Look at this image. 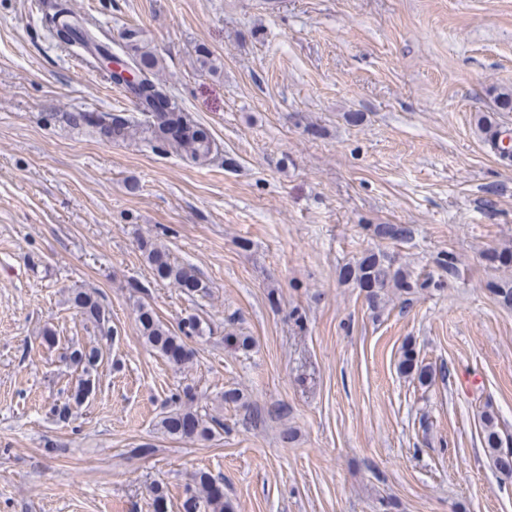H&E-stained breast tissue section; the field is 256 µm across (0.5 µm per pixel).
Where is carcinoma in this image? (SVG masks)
<instances>
[{"instance_id": "cac0c4a2", "label": "carcinoma", "mask_w": 512, "mask_h": 512, "mask_svg": "<svg viewBox=\"0 0 512 512\" xmlns=\"http://www.w3.org/2000/svg\"><path fill=\"white\" fill-rule=\"evenodd\" d=\"M43 7L48 19L49 38L60 45L85 50L100 69H104L106 60H112L119 69H105L106 76L137 103V114L131 116L107 112H71L67 120L72 126L115 142L125 141L132 134L140 132L147 135L149 142L176 153L192 165L212 159L218 147L209 130L173 100L166 87L156 80L158 58L138 43L136 31L128 32L125 56L121 57L100 40L94 29L86 25L74 11L70 0H47ZM125 71H135L137 76L129 80L123 76ZM374 232L379 239L391 242L405 241L411 237V228L407 224H377ZM142 250L147 254L158 279L191 294L205 292L207 285L192 266L171 261L166 249L153 244H143ZM341 277L366 290V300L373 309L379 307L390 290L406 291L433 285L428 279L420 281L411 278L403 267L394 265L379 252H369L355 264L344 267ZM72 304L101 335H112L109 312L98 297L86 291H77L72 297ZM138 321L145 343L170 364L182 367L191 362L193 352L186 339L199 335L197 321L189 320L178 335L162 324L153 310L144 304L139 307ZM101 358L102 352L98 347L79 348L70 352L69 360L82 368L86 378L79 381L71 398L56 409L58 420H67L72 409L82 405L92 393L94 382L91 373L97 370ZM399 370L407 376L416 377L422 385L430 384L435 379L434 370L419 364L414 349L410 347L402 354ZM161 427L172 436L208 439L224 424L215 416L205 418L189 407L180 406L163 417ZM483 444L494 468L512 475V451L506 450V439L490 416L484 418ZM219 485L218 479L212 475L202 471L197 473L192 487L188 489L189 497L183 504L184 512H228L229 504L224 502V492L219 490Z\"/></svg>"}]
</instances>
